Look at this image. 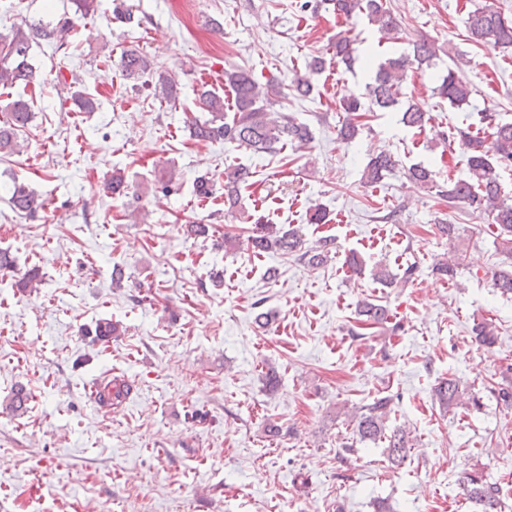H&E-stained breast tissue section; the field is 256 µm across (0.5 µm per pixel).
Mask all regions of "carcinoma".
<instances>
[{"label":"carcinoma","mask_w":512,"mask_h":512,"mask_svg":"<svg viewBox=\"0 0 512 512\" xmlns=\"http://www.w3.org/2000/svg\"><path fill=\"white\" fill-rule=\"evenodd\" d=\"M332 6L338 17L346 19L357 13H364L377 27L386 40L393 39L398 24L386 8L384 0H325ZM465 27L471 41L494 49L512 48V19L505 17L491 0L467 13ZM73 29L71 19L65 18L55 25L39 24L36 27L16 26L11 33H0V86L26 88L35 82L36 72L31 63L32 43L38 39H50L63 46L68 43ZM357 48L354 40L339 36L331 45V57H316L312 61L313 70L321 72L326 64L350 66L355 60ZM437 58L435 43L423 39L414 45L413 54L391 56L380 62L370 72V82L366 84V99L363 103L357 97L342 99L341 111L346 119L338 129L344 141L354 140L361 131L358 113L365 105L384 110H394L401 114L400 122L409 128L421 129L430 120L429 113L418 103L403 100L402 87L408 71L414 67L421 69L432 66ZM126 76L135 78L151 70L148 54L130 50L124 53L120 62ZM224 83L232 93L234 112L232 118L224 113V97L214 91L201 93L203 108L208 117L201 120L193 117L189 121L192 137L199 141L233 143L256 153H271L277 145L290 143L305 146L313 140L311 127L285 112L272 110V97L279 94V88L272 84H260L251 73L244 69L224 71ZM441 98L452 106L468 103L472 94L471 84L463 81L458 72L448 68L441 84L437 87ZM5 120L0 122V153L18 151V132L26 128L33 118L29 100L19 95L4 109ZM471 122L466 127L453 126L448 133L441 134L443 150L459 144L467 155L468 174L464 178L448 180L445 195L450 202H460L476 212L485 213L496 226L498 249L512 257V200L503 196L498 170H512V122L500 119L497 113L485 108L477 115L469 114ZM399 165V160L385 151L371 157L364 169V181L368 184L382 182ZM250 170L233 167L224 170V204L234 208L238 204L241 187L247 185ZM407 177L415 182L434 184L435 171L413 165L407 170ZM9 203L23 215L34 216L44 209L45 203L25 183L13 180L9 188ZM250 243L254 253L270 250L284 254L301 253V258L311 266L319 267L327 262L332 241L324 239L319 245L302 250L303 241L294 230L283 231L275 224L254 225ZM358 315L362 322L384 323L389 319L386 307L363 301L359 304ZM124 333L123 326L109 319L97 322L95 335L116 338ZM473 334L479 345L490 347L497 341L492 324L480 322L475 325ZM132 391V384L114 377L96 387L98 403L114 409L126 403ZM434 396L447 410L460 406H480V397L465 389L460 381L447 378L434 386ZM393 398L376 396L365 406L355 419L356 439L361 443L383 442L387 461L392 465L401 464L407 457L412 444L406 428L387 426ZM462 485L469 500L480 508V512H502L500 487L488 480L484 470L473 468L462 476Z\"/></svg>","instance_id":"1"}]
</instances>
